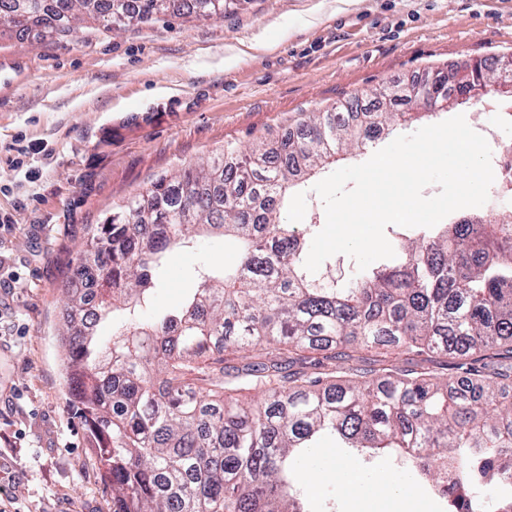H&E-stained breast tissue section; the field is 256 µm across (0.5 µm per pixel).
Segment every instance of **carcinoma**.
I'll return each instance as SVG.
<instances>
[{
  "mask_svg": "<svg viewBox=\"0 0 512 512\" xmlns=\"http://www.w3.org/2000/svg\"><path fill=\"white\" fill-rule=\"evenodd\" d=\"M227 0H0V29L67 41L92 22L111 32L162 15L224 16ZM448 94V72L411 81ZM414 112H372L354 95L245 152L160 176L107 211L64 284L70 401L99 438L112 512H311L298 471L322 433L373 458L393 450L413 476L453 471L482 507L512 456L510 370L465 368L456 384L382 368L368 378L296 368V354L333 360L391 347L459 361L512 352V224L468 215L416 239L396 237L398 263L336 284L304 267L318 225L299 231L282 209L336 155L363 152ZM224 237L236 262L198 268L168 312L151 310L154 278L199 231ZM112 338L99 327L109 317ZM248 352L239 366L227 351Z\"/></svg>",
  "mask_w": 512,
  "mask_h": 512,
  "instance_id": "carcinoma-1",
  "label": "carcinoma"
}]
</instances>
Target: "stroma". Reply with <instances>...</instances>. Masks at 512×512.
Masks as SVG:
<instances>
[{
	"label": "stroma",
	"instance_id": "obj_1",
	"mask_svg": "<svg viewBox=\"0 0 512 512\" xmlns=\"http://www.w3.org/2000/svg\"><path fill=\"white\" fill-rule=\"evenodd\" d=\"M507 55L512 0H250L220 18L168 15L118 32L85 22L68 43L0 37V59L30 68L0 101V506L112 512L97 441L68 400L61 337L63 284L103 212L225 142L250 146L430 66ZM233 259L220 238L171 252L155 310L193 287L199 264ZM385 365L461 375L453 359L414 352L329 363L340 373ZM356 466L354 486L326 438L299 480L333 512H399L411 494V512H441L417 497L405 459Z\"/></svg>",
	"mask_w": 512,
	"mask_h": 512
}]
</instances>
